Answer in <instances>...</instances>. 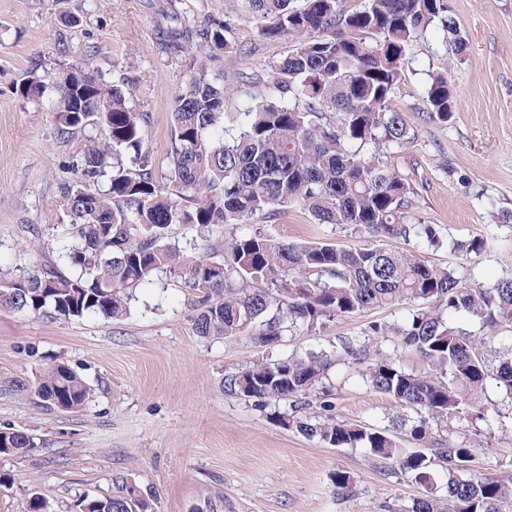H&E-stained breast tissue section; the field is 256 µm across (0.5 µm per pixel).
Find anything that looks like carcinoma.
I'll return each instance as SVG.
<instances>
[{"mask_svg": "<svg viewBox=\"0 0 512 512\" xmlns=\"http://www.w3.org/2000/svg\"><path fill=\"white\" fill-rule=\"evenodd\" d=\"M246 0L263 41L286 39L287 54L265 74L224 75V58L240 53L224 21L212 15L189 22L171 0L161 9V49L185 59V88L175 96L167 146L147 143V115L128 105L127 91L88 63H62L22 85L21 95L59 115L57 140L79 141L71 157L76 182L62 187L63 248L67 268L47 262L0 279V312L51 314L72 320L101 316L122 321L137 290L155 281H180L192 291L190 315L203 338L250 336L262 347L312 330L326 321L408 301L418 305L403 323L374 324L367 336L336 351L258 359L224 378L228 392L261 408L318 443L360 450L393 474L426 486L430 469L446 478L447 498L434 492L398 512H512V471L488 476L472 468L480 440L460 441L432 422L454 417L491 425L512 405V346L488 362L474 332L453 321L464 316L492 331L512 327V277L489 287L474 281L466 260L490 247L473 235L448 241L460 262L438 266L412 250L372 243L276 240L252 226L274 223L301 206L316 224H334L379 240L440 247L437 228L413 213L417 191L395 166L393 150L411 144L416 130L392 106L404 61L431 28L449 37L456 54L466 49L446 0ZM235 89L250 99L243 121L224 124V97ZM428 122L448 123L456 110L451 72L429 75ZM164 173L159 181L156 171ZM235 225L246 230L224 244L169 241L175 227L209 232ZM393 334L423 364L409 371L377 339ZM354 369L397 409L391 426L336 416L329 373ZM500 404L486 400L489 384ZM95 394L64 363L45 369L35 396L50 411L81 412ZM399 427L413 447L391 434ZM35 437L0 428V455L24 456ZM336 495L354 493L351 476L338 472ZM140 512H153L140 489L77 498L78 512H126L130 494ZM21 512H52L47 497L32 493Z\"/></svg>", "mask_w": 512, "mask_h": 512, "instance_id": "obj_1", "label": "carcinoma"}]
</instances>
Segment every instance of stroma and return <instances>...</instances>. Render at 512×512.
<instances>
[{
    "mask_svg": "<svg viewBox=\"0 0 512 512\" xmlns=\"http://www.w3.org/2000/svg\"><path fill=\"white\" fill-rule=\"evenodd\" d=\"M167 0H0V276L60 261L61 187L74 181V145L57 143L54 113L35 106L20 86L45 68L91 60L129 91L133 111L147 113L148 144L164 148L174 97L186 82L183 63L156 39ZM467 49L446 47L430 30L413 49L394 105L417 129L394 161L418 193L416 213L445 239L482 234L493 250L468 264L490 285L512 274V0H447ZM188 17L224 19L240 55L228 72L262 71L288 51L287 41L261 42L240 0H181ZM72 13L81 19L70 26ZM450 70L457 92L451 122L422 121L430 71ZM265 232L294 242L364 244L363 234L313 223L303 209H286ZM413 310L404 304L338 317L309 334L267 349L247 336L202 339L189 322L190 297L177 283L138 293L130 316L64 321L50 315L0 312V427L25 429L38 446L22 458L0 456V512H20L29 493L50 498L56 512H74L78 494L115 495L134 485L155 512H385L420 496L361 451L331 448L286 429L269 411L224 391V376L261 357L332 350L371 325H393ZM62 362L95 388L86 411L42 408L33 385ZM339 417L384 426L391 403L355 371L333 370ZM512 458V417L493 427L488 450L473 462L500 473ZM347 472L355 494L334 493Z\"/></svg>",
    "mask_w": 512,
    "mask_h": 512,
    "instance_id": "35a3bbf8",
    "label": "stroma"
}]
</instances>
